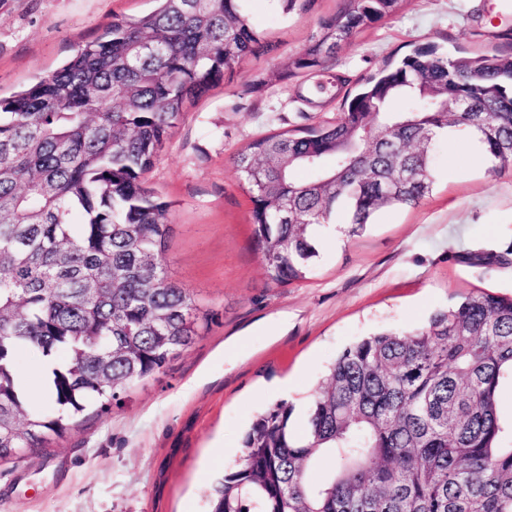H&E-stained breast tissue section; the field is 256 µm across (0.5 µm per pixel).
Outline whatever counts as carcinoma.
<instances>
[{
    "instance_id": "carcinoma-1",
    "label": "carcinoma",
    "mask_w": 512,
    "mask_h": 512,
    "mask_svg": "<svg viewBox=\"0 0 512 512\" xmlns=\"http://www.w3.org/2000/svg\"><path fill=\"white\" fill-rule=\"evenodd\" d=\"M156 2L113 17L62 66L0 97V461L119 404L208 327V310L168 278L171 203L145 175L195 98L276 46L241 0ZM402 2L342 0L270 78L322 69ZM397 98L412 107L391 110ZM452 100L473 111H448ZM507 102L511 55L420 44L347 93L338 121L253 139L232 163L267 280H306L316 228L336 212L356 235L381 210L426 197L443 129L475 139L491 171L511 168ZM19 348L54 363L48 413L21 390ZM507 375L511 297L472 293L420 326L378 331L330 364L304 432L285 400L251 422L239 462L207 490L209 512H512V445L497 414ZM324 455L336 470L315 484Z\"/></svg>"
}]
</instances>
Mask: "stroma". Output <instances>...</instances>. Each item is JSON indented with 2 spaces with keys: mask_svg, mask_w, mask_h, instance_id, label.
<instances>
[{
  "mask_svg": "<svg viewBox=\"0 0 512 512\" xmlns=\"http://www.w3.org/2000/svg\"><path fill=\"white\" fill-rule=\"evenodd\" d=\"M153 0H0V96L54 69L100 35L113 14L148 12ZM339 0L284 11L281 0H243L276 49L250 58L196 99L147 175L172 204L164 255L169 278L213 316L163 373L135 385L109 412L86 411L63 438L0 464V512H207L205 492L240 459L247 425L269 402L293 403L304 429L311 395L339 352L380 328H408L468 294L512 295V169L494 173L464 134L438 137L434 186L417 205L378 213L358 235L322 228L307 279L278 285L252 239L251 203L231 156L253 139L335 120L349 84L413 44L450 54L512 53V10L500 0H403L305 78L322 105L270 81L308 43ZM32 405L43 408L44 363L15 355Z\"/></svg>",
  "mask_w": 512,
  "mask_h": 512,
  "instance_id": "stroma-1",
  "label": "stroma"
}]
</instances>
